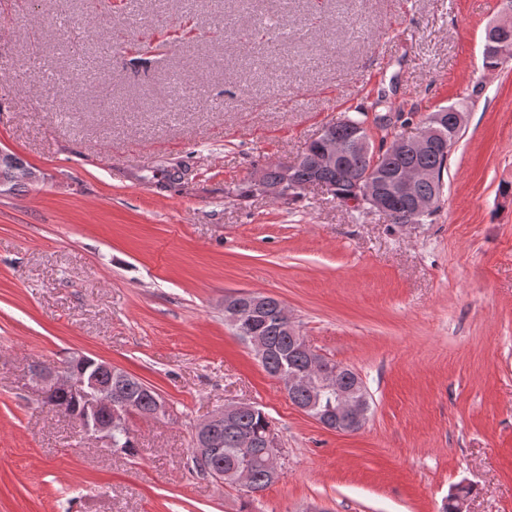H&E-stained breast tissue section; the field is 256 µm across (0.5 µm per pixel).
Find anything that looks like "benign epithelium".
<instances>
[{
	"label": "benign epithelium",
	"mask_w": 512,
	"mask_h": 512,
	"mask_svg": "<svg viewBox=\"0 0 512 512\" xmlns=\"http://www.w3.org/2000/svg\"><path fill=\"white\" fill-rule=\"evenodd\" d=\"M512 33V3L504 2L503 17L489 28L486 35L485 50L504 60L509 56L504 54L503 45L505 36ZM444 115L435 117L434 123L411 139V143L418 150L431 147L437 138L441 137V127ZM317 140L323 145L321 154L316 158L315 167L323 169L341 165L339 153L331 135L322 131ZM293 164L285 165L284 178L276 185L264 183L260 173L255 174L257 194L262 196H278L282 200L288 199L298 185L293 181L291 173ZM432 174L422 168L416 167L409 173H400L382 186L380 175L370 170L365 172L354 171L347 175L352 184V194L345 199V203L352 206L368 205L383 213L389 210L393 201L399 200L408 210L416 213L424 208V203L413 193L412 186L417 180L430 179ZM266 307L262 299L247 294L227 295L224 297V318L242 339L251 345L258 360H264L266 347L262 337L247 329L245 321L255 320L264 314ZM288 329L295 339L307 349L310 365L321 369V374L315 382L318 396L333 395L336 397V410L332 416H318L315 421L323 428L343 433L355 425H363L368 419V411L364 398L345 388L338 372L324 369L327 359L308 348L299 327L288 318ZM32 376L34 383L47 396L56 394L67 395L76 402L78 421L84 435L91 439L104 441L108 447L115 446L114 434L120 430L130 428V422L136 416L137 407L126 399L121 387L126 379V372L105 361H92L83 354H76L63 365H46L37 363L33 365ZM244 408L242 404H231L213 414L207 420L199 423L195 430L194 454L201 463H208L221 452L222 442L217 432V426L231 421L238 410ZM262 454L267 466L268 476L276 481L279 477L278 459L281 454L276 439L269 437L265 443Z\"/></svg>",
	"instance_id": "1"
}]
</instances>
